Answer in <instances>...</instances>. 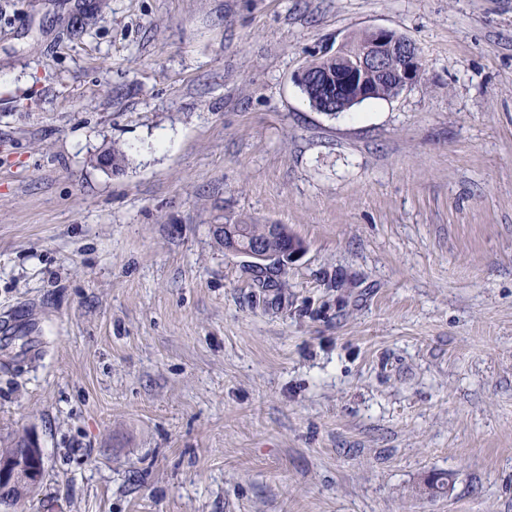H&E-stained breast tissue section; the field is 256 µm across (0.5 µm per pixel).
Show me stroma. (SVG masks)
Masks as SVG:
<instances>
[{
	"label": "stroma",
	"mask_w": 512,
	"mask_h": 512,
	"mask_svg": "<svg viewBox=\"0 0 512 512\" xmlns=\"http://www.w3.org/2000/svg\"><path fill=\"white\" fill-rule=\"evenodd\" d=\"M374 27L421 79L311 108L295 74ZM240 222L301 240L276 286ZM25 434L23 512H512V0H0Z\"/></svg>",
	"instance_id": "35a3bbf8"
}]
</instances>
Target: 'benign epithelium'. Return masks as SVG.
<instances>
[{"label":"benign epithelium","mask_w":512,"mask_h":512,"mask_svg":"<svg viewBox=\"0 0 512 512\" xmlns=\"http://www.w3.org/2000/svg\"><path fill=\"white\" fill-rule=\"evenodd\" d=\"M359 45L358 56L349 59L346 49ZM332 57L336 59L333 70H317L306 66L296 76L297 84L304 90H317L326 102L345 105V109L358 105L378 95L380 85L390 86L394 98L416 83L423 75V59L416 45L409 39L386 29H369L358 37L346 39ZM229 232L230 245L226 251L244 255L253 267L264 268L280 261L281 267L297 255L302 247L293 244V251L286 257L277 255L260 241L248 242ZM45 467L44 452L37 440L28 438L24 448L16 449L9 457H0V508L9 510L10 497L16 491L30 490L38 485Z\"/></svg>","instance_id":"7a95c632"}]
</instances>
